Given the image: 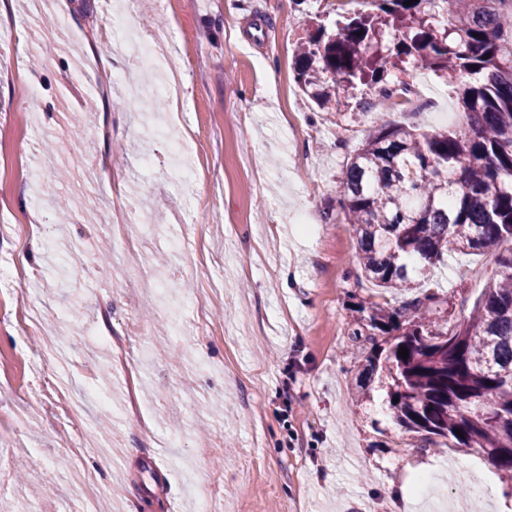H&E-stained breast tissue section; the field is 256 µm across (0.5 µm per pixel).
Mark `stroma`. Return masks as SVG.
Listing matches in <instances>:
<instances>
[{
	"mask_svg": "<svg viewBox=\"0 0 512 512\" xmlns=\"http://www.w3.org/2000/svg\"><path fill=\"white\" fill-rule=\"evenodd\" d=\"M115 3L7 0L0 29V267L16 270L0 282V512H197L202 490L218 512H419L416 482L452 463L449 496L485 484L482 512H502L512 483L484 454L419 447L385 388L355 387L371 348L356 310L378 289L352 226L323 212L369 126L330 121L293 69L336 0H135L136 39L171 34L155 59L109 38ZM93 38L126 82L96 81ZM172 66L162 134L128 82ZM428 80L426 107L385 120L454 129L453 87ZM105 239L137 249L134 287L99 261ZM496 271L491 250L436 269L450 322ZM88 433L108 454L82 449Z\"/></svg>",
	"mask_w": 512,
	"mask_h": 512,
	"instance_id": "1",
	"label": "stroma"
}]
</instances>
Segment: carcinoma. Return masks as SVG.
<instances>
[{"label":"carcinoma","instance_id":"carcinoma-1","mask_svg":"<svg viewBox=\"0 0 512 512\" xmlns=\"http://www.w3.org/2000/svg\"><path fill=\"white\" fill-rule=\"evenodd\" d=\"M371 4L334 32L317 23L295 50L296 79L319 108L349 123L364 107L385 111L391 66L448 78L461 109L449 132L379 118L345 164L337 204L361 270L405 294L453 254L500 252L497 276L454 326L432 319L448 303L435 292L358 308L354 335L372 344L365 378L385 380L420 447L481 452L512 481V0Z\"/></svg>","mask_w":512,"mask_h":512}]
</instances>
